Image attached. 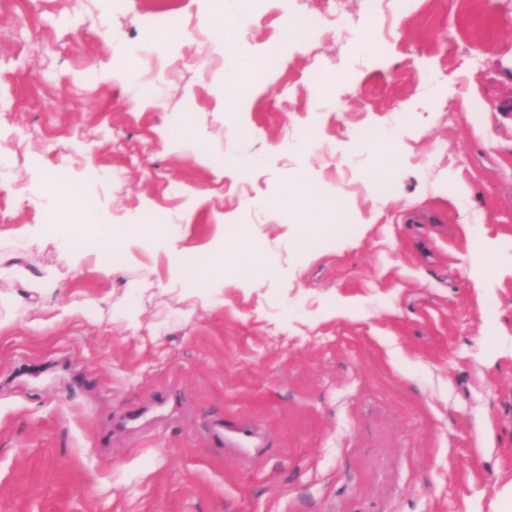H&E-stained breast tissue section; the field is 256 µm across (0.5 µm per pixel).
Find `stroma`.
<instances>
[{"mask_svg": "<svg viewBox=\"0 0 512 512\" xmlns=\"http://www.w3.org/2000/svg\"><path fill=\"white\" fill-rule=\"evenodd\" d=\"M215 33L197 0L0 6V512H512V0H254L245 60ZM217 438L224 448H232L244 460L254 459L261 450L258 431L249 421H224L223 432Z\"/></svg>", "mask_w": 512, "mask_h": 512, "instance_id": "obj_1", "label": "stroma"}]
</instances>
